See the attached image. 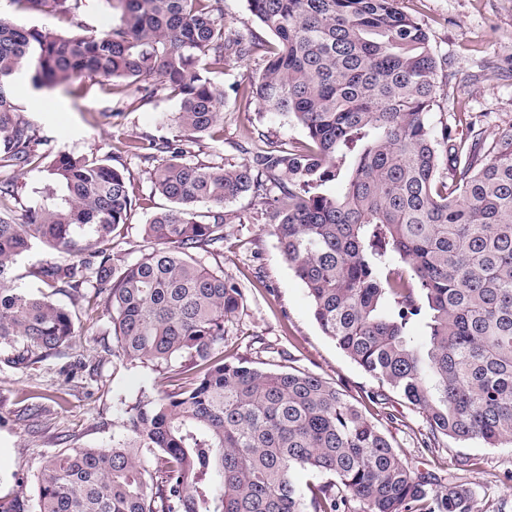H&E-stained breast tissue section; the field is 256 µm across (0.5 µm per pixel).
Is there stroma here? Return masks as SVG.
I'll return each mask as SVG.
<instances>
[{"label": "stroma", "mask_w": 512, "mask_h": 512, "mask_svg": "<svg viewBox=\"0 0 512 512\" xmlns=\"http://www.w3.org/2000/svg\"><path fill=\"white\" fill-rule=\"evenodd\" d=\"M404 7L425 24L433 47L448 60V82L434 118L480 120L488 142L512 126V0H404ZM259 66L255 58L212 74L224 96V120L218 140L204 139L200 160L240 162V146L250 139L304 140L300 126L260 112L244 95L247 76ZM16 102L57 148L100 157L126 139L171 136L165 118L179 108L177 97L163 94L116 117L115 97L100 87L46 94L24 80L17 84ZM128 167L134 198L149 201L133 211L118 248L122 261L130 263L148 246L144 226L151 214L167 202L151 192L149 163L134 159ZM228 209L251 214L252 220L225 225L223 250L204 258L208 266L223 268L242 291L238 310L225 322V359L320 376L362 408L411 471L434 478L435 489L451 481L464 484L480 512H512V446L487 448L446 436L428 440L420 410L383 389L323 334L304 284L276 237L256 220L252 196ZM113 349L108 317L82 318L70 350L24 372L0 364V506L6 512H35L34 482L46 456L62 448L110 445L121 430L126 404L165 390L157 371L120 360Z\"/></svg>", "instance_id": "35a3bbf8"}]
</instances>
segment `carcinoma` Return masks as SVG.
I'll return each instance as SVG.
<instances>
[{
	"mask_svg": "<svg viewBox=\"0 0 512 512\" xmlns=\"http://www.w3.org/2000/svg\"><path fill=\"white\" fill-rule=\"evenodd\" d=\"M8 2L70 26L0 16V363L32 369L72 347L75 314L46 287L109 314L118 356L175 382L127 405L112 445L50 455L38 512H478L464 485L428 489L321 377L225 360L242 292L200 258L223 249L228 203L261 200L322 332L421 409L429 437L512 443V126L479 153L475 126L433 123L449 74L424 25L400 0H247L267 44L224 25L223 0H103L118 22L102 34L79 19L85 0ZM254 56L245 92L306 141L193 160L224 112L209 74ZM23 76L38 91L98 78L144 104L179 99L172 137L122 143L161 160L149 176L169 206L146 224L151 251L118 263L129 170L53 149L16 103ZM26 168L46 184L18 218ZM34 248L48 257L26 271L33 289L15 270Z\"/></svg>",
	"mask_w": 512,
	"mask_h": 512,
	"instance_id": "obj_1",
	"label": "carcinoma"
}]
</instances>
